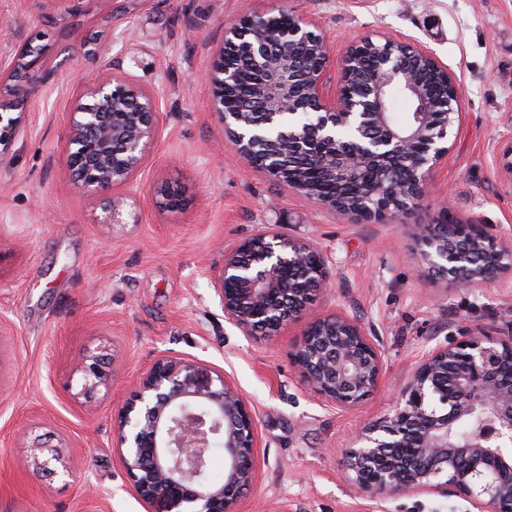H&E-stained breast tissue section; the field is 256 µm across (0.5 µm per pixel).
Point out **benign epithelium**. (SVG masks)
Instances as JSON below:
<instances>
[{
  "label": "benign epithelium",
  "mask_w": 512,
  "mask_h": 512,
  "mask_svg": "<svg viewBox=\"0 0 512 512\" xmlns=\"http://www.w3.org/2000/svg\"><path fill=\"white\" fill-rule=\"evenodd\" d=\"M267 18L244 16L225 24V42L206 73L210 107L235 145L243 166L269 142L288 145L301 168L314 167L352 187L320 207L355 222L404 220L422 208L434 174L448 157L451 129L460 124L456 75L431 52L385 41L373 78L350 91L355 62L371 39L351 42L338 62V88L328 86L331 55L321 34L294 16L288 35L270 42ZM257 39L252 53L257 111L224 110V86L237 72L228 64L236 41ZM49 47L27 39L0 64V147L24 130L25 99L45 78ZM428 62L448 84L437 99L414 79L410 63ZM403 89L415 104L397 122L389 91ZM159 93L103 72L73 85L65 174L80 191L107 196L106 223H125L126 203L112 189L133 183L160 131ZM495 164L512 184V135L498 143ZM412 256L458 288H478L512 274V246L493 228L451 223L448 208L410 225ZM224 318L244 334L273 336L307 314L330 286L327 257L313 244L273 227L224 254L217 279ZM462 340L428 353L400 393L395 413L362 429L344 452V468L364 495L444 490L465 499L470 512H512V324L493 334L467 326ZM293 364L317 394L341 408L363 402L379 383L384 355L364 326L335 312L306 318L291 351ZM81 393L108 388L112 354L88 349L78 360ZM255 419L237 387L198 362L163 355L137 382L114 429L116 450L136 495L158 512H234L255 480ZM224 447V483L208 482L214 442ZM62 455L36 447L33 467L52 475Z\"/></svg>",
  "instance_id": "1"
}]
</instances>
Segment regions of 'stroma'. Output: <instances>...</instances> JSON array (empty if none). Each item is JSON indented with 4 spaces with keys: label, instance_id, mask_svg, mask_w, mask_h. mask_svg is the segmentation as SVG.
<instances>
[{
    "label": "stroma",
    "instance_id": "35a3bbf8",
    "mask_svg": "<svg viewBox=\"0 0 512 512\" xmlns=\"http://www.w3.org/2000/svg\"><path fill=\"white\" fill-rule=\"evenodd\" d=\"M280 9L309 21L332 60L368 36L427 48L456 72L463 118L425 205L450 204L458 222L512 243V188L493 161L512 132V0H85L64 22L44 0H0V60L39 32L51 46L26 129L0 151V512H148L113 428L162 355L223 373L253 410L257 478L235 512H469L440 491L369 498L343 451L362 426L394 414L423 357L456 342L459 326L512 323V277L450 287L412 260L408 224L326 213L240 163L201 75L226 22ZM104 70L160 93L161 135L137 175L136 220L115 226L103 199L64 175L72 87ZM164 183L181 190V208L159 204ZM269 224L328 257L332 286L310 315L357 318L384 354L380 384L358 406L337 407L304 382L290 357L300 324L248 336L224 317V254ZM99 346L113 355L112 385L88 399L74 361ZM45 441L62 451L58 475L30 466Z\"/></svg>",
    "mask_w": 512,
    "mask_h": 512
}]
</instances>
